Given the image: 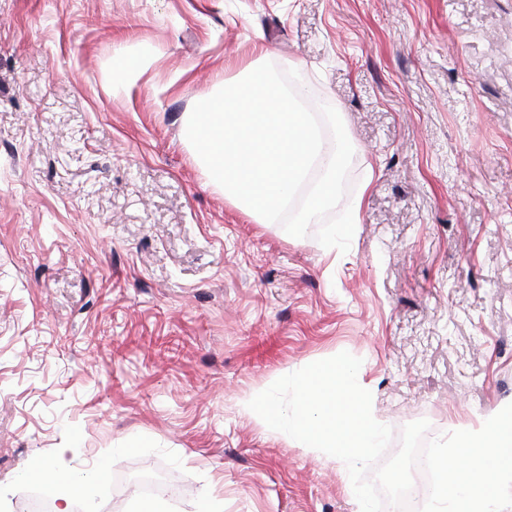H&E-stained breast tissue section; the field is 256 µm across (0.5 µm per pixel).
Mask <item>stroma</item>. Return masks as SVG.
I'll return each instance as SVG.
<instances>
[{
  "instance_id": "stroma-1",
  "label": "stroma",
  "mask_w": 512,
  "mask_h": 512,
  "mask_svg": "<svg viewBox=\"0 0 512 512\" xmlns=\"http://www.w3.org/2000/svg\"><path fill=\"white\" fill-rule=\"evenodd\" d=\"M332 105L348 252L207 184L186 112L258 55ZM395 437L512 403V0H0V512H360L241 403L341 352Z\"/></svg>"
}]
</instances>
